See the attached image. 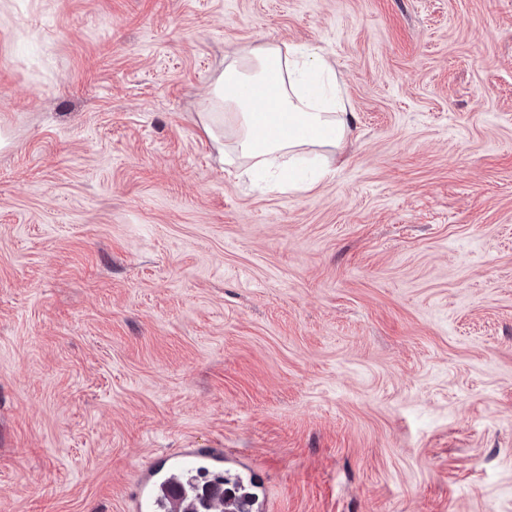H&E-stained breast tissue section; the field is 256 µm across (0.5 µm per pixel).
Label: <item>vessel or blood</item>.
Returning a JSON list of instances; mask_svg holds the SVG:
<instances>
[{
    "mask_svg": "<svg viewBox=\"0 0 512 512\" xmlns=\"http://www.w3.org/2000/svg\"><path fill=\"white\" fill-rule=\"evenodd\" d=\"M224 461L220 449L208 455L199 450L187 449L170 457V467L158 481L144 479L135 495L136 512H213L216 505H225L228 512H254L255 502L224 495L221 481H213L206 495H199L194 485L185 480L190 471L212 469Z\"/></svg>",
    "mask_w": 512,
    "mask_h": 512,
    "instance_id": "1",
    "label": "vessel or blood"
}]
</instances>
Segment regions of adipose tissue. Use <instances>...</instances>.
I'll use <instances>...</instances> for the list:
<instances>
[{"label":"adipose tissue","mask_w":512,"mask_h":512,"mask_svg":"<svg viewBox=\"0 0 512 512\" xmlns=\"http://www.w3.org/2000/svg\"><path fill=\"white\" fill-rule=\"evenodd\" d=\"M207 106L209 135L223 125L236 131L226 166L273 190L309 191L297 169L309 164L318 175L331 173L355 132L335 61L307 46L227 51Z\"/></svg>","instance_id":"obj_1"}]
</instances>
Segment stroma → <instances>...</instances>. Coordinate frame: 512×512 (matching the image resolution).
<instances>
[{
  "label": "stroma",
  "instance_id": "35a3bbf8",
  "mask_svg": "<svg viewBox=\"0 0 512 512\" xmlns=\"http://www.w3.org/2000/svg\"><path fill=\"white\" fill-rule=\"evenodd\" d=\"M268 42L356 115L304 194L199 117ZM0 137V512H512V0H0ZM196 449H187L167 459L170 468L158 481L152 483V476L146 477L139 485L135 495V510L139 512H186L192 510H213L216 505H223L224 488L227 479L215 477L205 495L203 502L194 485L183 479L185 472L199 469H220L208 458L201 456Z\"/></svg>",
  "mask_w": 512,
  "mask_h": 512
}]
</instances>
